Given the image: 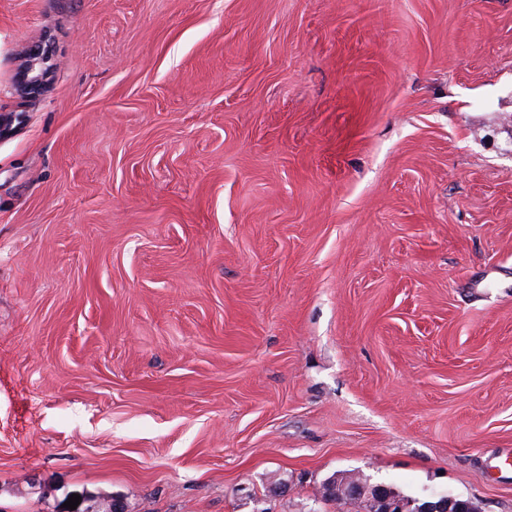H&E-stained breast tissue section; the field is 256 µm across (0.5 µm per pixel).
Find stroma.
I'll return each instance as SVG.
<instances>
[{
  "label": "stroma",
  "instance_id": "35a3bbf8",
  "mask_svg": "<svg viewBox=\"0 0 512 512\" xmlns=\"http://www.w3.org/2000/svg\"><path fill=\"white\" fill-rule=\"evenodd\" d=\"M1 113L0 512H512V0H0ZM30 60L26 67L22 80L29 93H35L41 89V84L47 70L49 69L50 58L44 50L30 49ZM354 476H356V474L352 471L340 472V473L333 474V475L329 476L323 482V484L321 486V491H320L321 499L325 502L339 503V505L342 506V509H343L341 511H344V508L346 506H352L356 512H365V511H362V509L365 508L362 505V503L342 501L340 498L336 497V492H335V494H330V495L325 493V485L326 484H328V483L333 484L336 488V485L340 486L343 484V482L345 480L353 478ZM348 495L353 499L367 500L373 509H369V512H405L408 508L405 501L409 504L416 501V498L402 495L401 498L397 495V491L382 483H372L370 478L361 477L359 480H355L348 488ZM408 512H418L416 504H413L407 510ZM424 512H473L474 505L470 500H457L448 495H435L427 500Z\"/></svg>",
  "mask_w": 512,
  "mask_h": 512
}]
</instances>
